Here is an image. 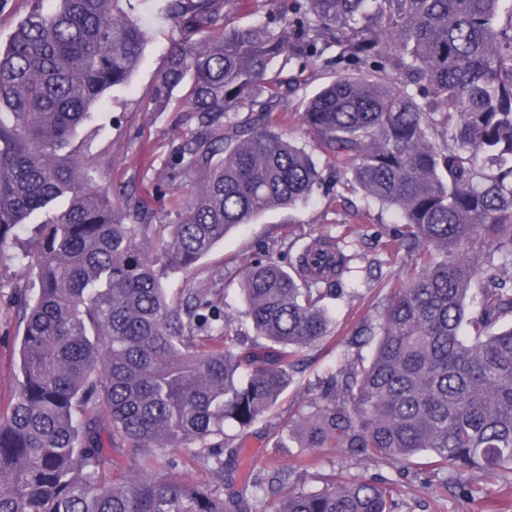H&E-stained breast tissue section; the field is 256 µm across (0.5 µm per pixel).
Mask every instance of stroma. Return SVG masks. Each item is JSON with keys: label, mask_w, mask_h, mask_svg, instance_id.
I'll list each match as a JSON object with an SVG mask.
<instances>
[{"label": "stroma", "mask_w": 512, "mask_h": 512, "mask_svg": "<svg viewBox=\"0 0 512 512\" xmlns=\"http://www.w3.org/2000/svg\"><path fill=\"white\" fill-rule=\"evenodd\" d=\"M133 16L148 31L139 66L129 83L107 90L93 109L74 142L81 153L93 157L98 165L95 182L111 196L122 191L144 192L157 224H175L191 184L179 166V148L193 128L187 113L178 104L163 112L151 103L157 75L164 56L177 37V29L165 15L163 0H133ZM349 226L351 239L362 254L352 264L344 279V293L329 296L326 304L335 318L332 339L325 345L304 350L302 364L294 382L282 399L283 408L308 404L321 393L320 383L328 372L336 370L344 360L346 340L360 326L375 319L382 309L380 298L373 292L381 282L396 280L401 272L402 256L383 252L380 237L389 236L393 227L391 214L367 208L359 195L336 193L328 185L316 188L308 205L294 209L267 211L254 223L242 226L216 246L191 274L176 273L168 280L171 292L184 288L212 286L237 289L239 282L231 276L241 259L274 258L287 264L289 257L282 245L302 232L331 230L339 233ZM27 235L9 236L0 241V411H6L17 390L19 341L22 326L20 304L26 289L34 284V273L18 261L21 245ZM379 258L381 265L367 270L366 262ZM284 419L268 414L261 417L241 438L242 448L251 459L279 464L290 471L289 484L311 489L322 488L325 475L336 473L346 477L382 475L399 483L403 506L401 512H512V473L477 481L469 494H456L442 484L425 489L420 484L401 478L400 465L371 461L354 463L336 457L323 448L301 447L297 440L278 446V431ZM317 456L318 462L307 474L293 470L296 461Z\"/></svg>", "instance_id": "stroma-1"}]
</instances>
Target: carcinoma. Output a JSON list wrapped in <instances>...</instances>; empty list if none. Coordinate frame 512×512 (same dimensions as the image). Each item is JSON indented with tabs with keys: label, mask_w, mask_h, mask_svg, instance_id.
<instances>
[{
	"label": "carcinoma",
	"mask_w": 512,
	"mask_h": 512,
	"mask_svg": "<svg viewBox=\"0 0 512 512\" xmlns=\"http://www.w3.org/2000/svg\"><path fill=\"white\" fill-rule=\"evenodd\" d=\"M242 2L165 0L179 38L154 99L182 91L195 123L180 150L192 197L169 226L140 194L115 205L69 150L140 61L132 0H33L0 49V239L68 197L21 250L36 281L0 413V512H265L284 485L275 512L400 508L388 478L310 490L275 466L241 476L226 433L274 410L302 350L329 337L322 286L350 272L345 234H308L289 271L244 260L241 312L224 288H165L231 230L308 201L326 169L395 215L387 245L408 259L292 433L428 486L512 471V0H253L240 27ZM306 74L327 82L300 97ZM290 114L313 145L277 131ZM238 312L249 343L230 335ZM100 402L133 448L125 465ZM190 445L213 484L172 475Z\"/></svg>",
	"instance_id": "carcinoma-1"
}]
</instances>
